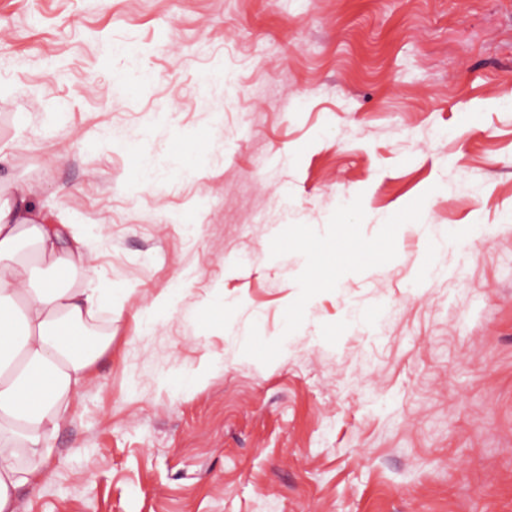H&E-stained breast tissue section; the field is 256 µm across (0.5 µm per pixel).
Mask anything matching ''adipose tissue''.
<instances>
[{
    "mask_svg": "<svg viewBox=\"0 0 512 512\" xmlns=\"http://www.w3.org/2000/svg\"><path fill=\"white\" fill-rule=\"evenodd\" d=\"M25 190L0 203V512H17V494L44 477L50 441L71 416L75 396L110 335L85 330L111 289L94 279L90 237L35 208ZM84 272L81 288L52 274Z\"/></svg>",
    "mask_w": 512,
    "mask_h": 512,
    "instance_id": "adipose-tissue-1",
    "label": "adipose tissue"
}]
</instances>
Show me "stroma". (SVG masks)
<instances>
[{
  "instance_id": "35a3bbf8",
  "label": "stroma",
  "mask_w": 512,
  "mask_h": 512,
  "mask_svg": "<svg viewBox=\"0 0 512 512\" xmlns=\"http://www.w3.org/2000/svg\"><path fill=\"white\" fill-rule=\"evenodd\" d=\"M16 186L120 306L18 512H512V0H0Z\"/></svg>"
}]
</instances>
